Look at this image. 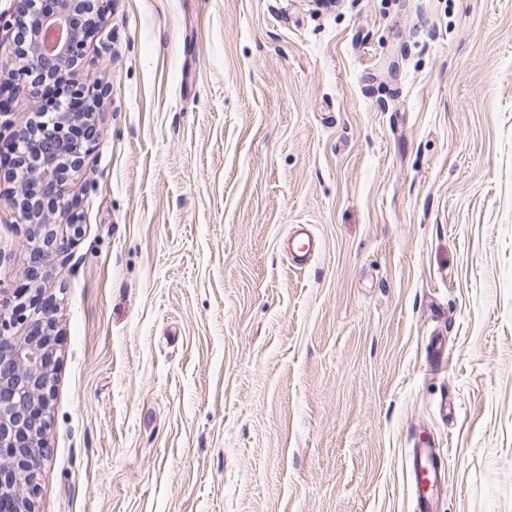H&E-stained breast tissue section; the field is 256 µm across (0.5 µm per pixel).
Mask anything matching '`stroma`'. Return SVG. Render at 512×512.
Returning a JSON list of instances; mask_svg holds the SVG:
<instances>
[{
	"mask_svg": "<svg viewBox=\"0 0 512 512\" xmlns=\"http://www.w3.org/2000/svg\"><path fill=\"white\" fill-rule=\"evenodd\" d=\"M85 51L37 512H418L419 440L512 512V0H109ZM296 236H305L307 239V243L301 242L297 246V250L290 249V245L293 243V238L290 237L288 239L289 244L288 248L290 249L292 259L296 261L298 265H303L310 261V259L314 256L315 252L318 251L319 246L317 244V241L313 239L303 227H298L297 230L294 232Z\"/></svg>",
	"mask_w": 512,
	"mask_h": 512,
	"instance_id": "stroma-1",
	"label": "stroma"
}]
</instances>
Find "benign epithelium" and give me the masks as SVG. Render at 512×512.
<instances>
[{"label": "benign epithelium", "instance_id": "obj_1", "mask_svg": "<svg viewBox=\"0 0 512 512\" xmlns=\"http://www.w3.org/2000/svg\"><path fill=\"white\" fill-rule=\"evenodd\" d=\"M58 10L42 11L38 0H15L0 12V30H16L17 55L26 59L6 80L33 94L48 93L53 111L11 132V167L5 178L21 176L30 188L13 199L18 220L32 226L34 260L46 262L68 250L80 235L76 218L51 224L50 213L72 206L66 184L97 137L83 136L93 113L80 108L89 92L82 86L46 88L55 73L85 58L88 39L103 19L99 0H60ZM55 335L51 310L38 298L0 297V512H36V475L46 457V410L53 392Z\"/></svg>", "mask_w": 512, "mask_h": 512}]
</instances>
